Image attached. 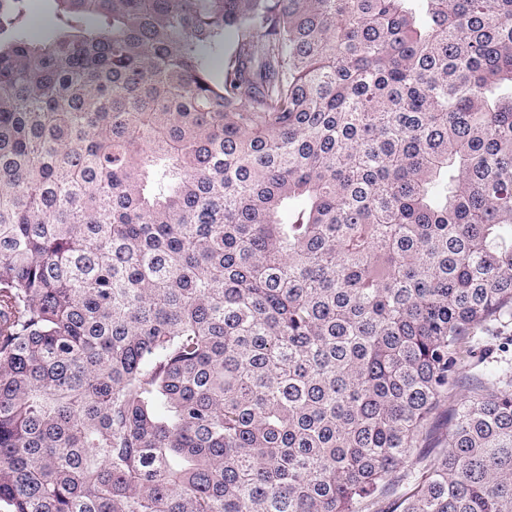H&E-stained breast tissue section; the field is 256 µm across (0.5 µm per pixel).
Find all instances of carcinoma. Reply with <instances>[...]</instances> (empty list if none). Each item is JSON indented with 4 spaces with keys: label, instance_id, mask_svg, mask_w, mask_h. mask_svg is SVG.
Segmentation results:
<instances>
[{
    "label": "carcinoma",
    "instance_id": "carcinoma-1",
    "mask_svg": "<svg viewBox=\"0 0 512 512\" xmlns=\"http://www.w3.org/2000/svg\"><path fill=\"white\" fill-rule=\"evenodd\" d=\"M52 2L0 0V512H512V0ZM28 23L35 34H42L52 26L53 14L48 0H28ZM461 393L462 392L460 391V389H457L448 394V398L441 401L437 409L433 413L430 425L434 430V437L439 436L441 433L445 431L448 410L453 405L460 404L461 400L463 399Z\"/></svg>",
    "mask_w": 512,
    "mask_h": 512
}]
</instances>
